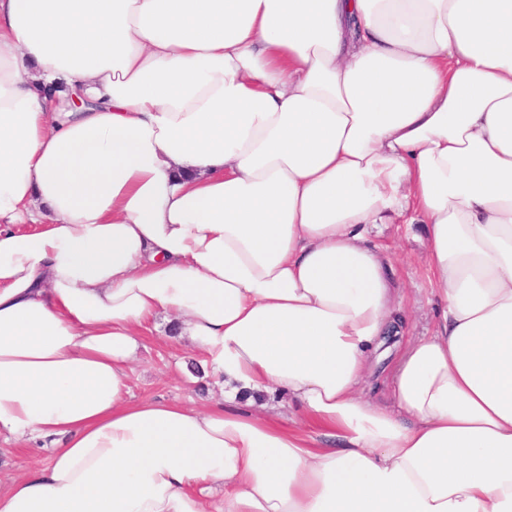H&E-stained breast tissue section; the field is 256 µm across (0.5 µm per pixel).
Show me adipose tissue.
<instances>
[{
	"instance_id": "adipose-tissue-1",
	"label": "adipose tissue",
	"mask_w": 512,
	"mask_h": 512,
	"mask_svg": "<svg viewBox=\"0 0 512 512\" xmlns=\"http://www.w3.org/2000/svg\"><path fill=\"white\" fill-rule=\"evenodd\" d=\"M407 213L440 308L373 404ZM160 316L235 406L131 397ZM40 440L0 512H512V0H0V441ZM389 359L382 357L374 362L376 379L367 383L363 388V394L373 402L385 404L388 401L389 389L386 379V369Z\"/></svg>"
}]
</instances>
